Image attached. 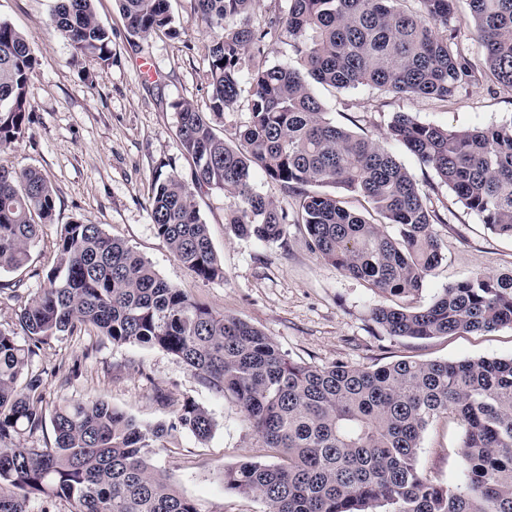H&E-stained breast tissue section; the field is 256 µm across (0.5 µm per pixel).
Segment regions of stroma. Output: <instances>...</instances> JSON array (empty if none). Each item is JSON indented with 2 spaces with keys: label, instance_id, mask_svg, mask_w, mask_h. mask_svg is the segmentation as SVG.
Instances as JSON below:
<instances>
[{
  "label": "stroma",
  "instance_id": "stroma-1",
  "mask_svg": "<svg viewBox=\"0 0 512 512\" xmlns=\"http://www.w3.org/2000/svg\"><path fill=\"white\" fill-rule=\"evenodd\" d=\"M55 6L56 0H0V19L24 35L36 58L27 84L32 109L28 135L0 153V164L37 169L54 190V220L41 226L29 263L17 272L0 271V329H17L21 305L47 282L62 226L79 219L101 225L148 260L161 278L213 310L261 330L299 362L322 366L341 361L373 369L406 358L512 356L511 325L427 340L388 335L370 319L383 296L312 253L304 225L288 224L284 238L275 242L238 237L225 222L230 201L219 190L199 192L196 203L224 277L200 280L157 237L148 197L160 162H171L182 178L191 174L192 161L179 148L175 105L188 101L202 110L208 107L210 31L194 17L189 0H170L177 36L150 37L136 50L128 42L117 0H95L99 22L112 32V63L106 66L73 55L51 23ZM143 55L156 66L155 78L142 76L138 60ZM315 92L331 122L376 140L383 138L397 112L455 129L512 117V92L487 77L446 102L370 87L334 91L319 86ZM395 154L443 219L435 230L444 260L427 277L415 304L430 303L440 288L477 272H512V239L491 232L417 158L400 148ZM18 279L25 286L15 294L7 285ZM32 368L45 373L43 407L48 411L66 398L91 397L143 423L167 424L184 399H193L214 420L211 436L201 441L186 430L170 432L150 455L153 469L201 512H267L260 498L225 487L223 475L243 461L276 462V451L264 447L234 401L198 385L173 355L78 332L44 347ZM418 467L442 485L460 480L456 424L441 418L428 427Z\"/></svg>",
  "mask_w": 512,
  "mask_h": 512
}]
</instances>
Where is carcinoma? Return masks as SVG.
I'll use <instances>...</instances> for the list:
<instances>
[{"mask_svg":"<svg viewBox=\"0 0 512 512\" xmlns=\"http://www.w3.org/2000/svg\"><path fill=\"white\" fill-rule=\"evenodd\" d=\"M401 2L288 0L284 16L259 21L255 0H190L212 35L209 112L175 105L191 179L162 163L149 197L156 235L176 260L204 281L224 278L196 206L203 189L231 199L226 221L237 236L284 237L288 212L256 189L260 170L287 191L337 185L363 197L383 223L319 192L303 195L295 223L305 225L317 257L380 295H417L444 259L433 229L442 218L388 141L431 169L493 233L512 239V117L450 129L397 112L382 143L325 117L316 84L453 98L483 77L471 40L496 83L512 91V0H466L468 32L454 0H412V9ZM118 3L131 47L159 32L177 34L168 0ZM52 22L74 55L112 62V33L98 22L93 0H59ZM284 36L294 59L262 62L267 44ZM35 63L22 34L1 20L0 152L27 135ZM245 91L252 119L231 145L212 118ZM53 211V188L39 171L0 165V270L27 264ZM56 251L47 286L17 317L27 342L0 329V512H31L48 499L68 502L70 512H200L148 463L170 430L211 435L214 421L195 401L185 400L167 427L141 424L89 397L66 399L48 415L39 409L44 378L31 368L33 356L82 329L114 344L157 347L198 384L232 399L280 460L229 468L224 485L261 498L268 512H512V357L313 366L192 299L99 224L64 225ZM371 320L390 336L418 340L512 325V273H478L441 289L425 307L380 304ZM448 415L461 429L463 480L443 486L420 472L418 454L428 427ZM48 422L54 445H21Z\"/></svg>","mask_w":512,"mask_h":512,"instance_id":"carcinoma-1","label":"carcinoma"}]
</instances>
